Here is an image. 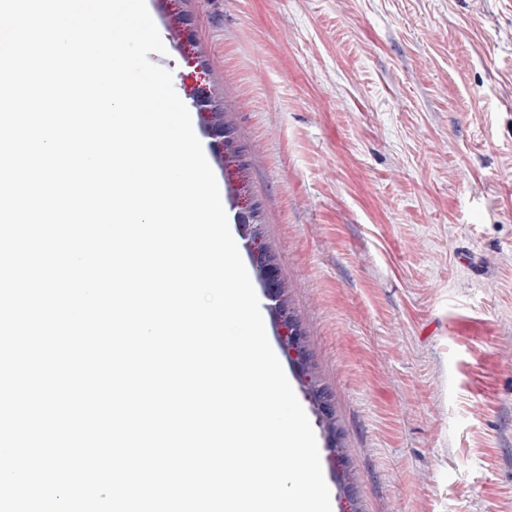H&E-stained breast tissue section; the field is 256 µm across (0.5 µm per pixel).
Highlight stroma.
<instances>
[{"instance_id":"obj_1","label":"stroma","mask_w":512,"mask_h":512,"mask_svg":"<svg viewBox=\"0 0 512 512\" xmlns=\"http://www.w3.org/2000/svg\"><path fill=\"white\" fill-rule=\"evenodd\" d=\"M146 4L244 149L333 512H512V0Z\"/></svg>"}]
</instances>
